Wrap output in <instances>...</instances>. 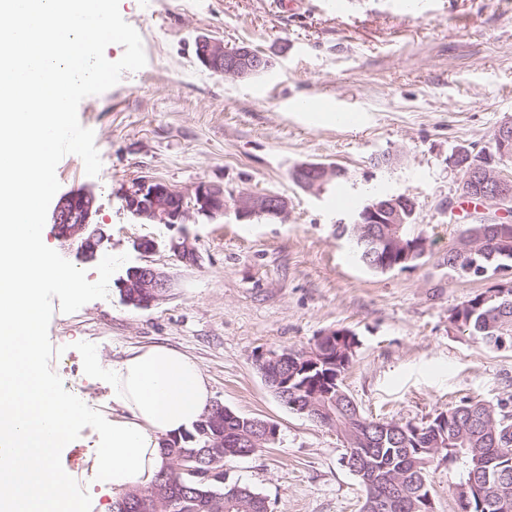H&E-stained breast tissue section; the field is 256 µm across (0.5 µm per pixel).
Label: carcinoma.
Here are the masks:
<instances>
[{
	"label": "carcinoma",
	"instance_id": "1",
	"mask_svg": "<svg viewBox=\"0 0 512 512\" xmlns=\"http://www.w3.org/2000/svg\"><path fill=\"white\" fill-rule=\"evenodd\" d=\"M336 232L354 244V255L367 269L386 273L391 268L410 269L426 255L423 244L428 241L424 230H415L413 220L402 225L399 247L381 239L380 225H369L368 232L377 241L362 240L363 228L355 223L338 224ZM448 268L455 271L466 264L475 265L469 277L491 280L498 273L512 269V223L464 224L458 235L448 242ZM448 319L459 332L478 337L493 349L512 347V281L498 282L486 290L469 296L451 310ZM327 346L330 366L294 373L293 365L281 367L282 373L296 376L288 390L278 398L290 409L305 406L318 392L314 412L333 415L330 427L349 425L358 440L357 450L365 458V473L358 479L365 499L391 487L404 493L407 509L399 512H432L425 501L430 492V467L446 464L458 478L464 477V465L480 471L478 481L487 485L484 494L470 492L467 500L457 499L459 512H499L490 508L487 496L505 497L512 512V401L501 400L492 405L477 398H464L431 419L417 424L420 433L407 431L409 421L383 420L364 416L357 405L343 395L341 375L349 368L353 352L330 341L315 343ZM256 418L240 415L224 408V443L259 437ZM208 436L196 426L163 441L165 461H177L169 479L179 488L177 495L152 496V490H132L113 503L112 512H126L122 506L137 495L151 496V512H266V498L246 485L230 479L224 458L217 459L206 451ZM440 442V453L432 452Z\"/></svg>",
	"mask_w": 512,
	"mask_h": 512
}]
</instances>
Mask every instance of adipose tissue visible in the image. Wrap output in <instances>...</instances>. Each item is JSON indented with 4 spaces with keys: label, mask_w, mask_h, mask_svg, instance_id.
Here are the masks:
<instances>
[{
    "label": "adipose tissue",
    "mask_w": 512,
    "mask_h": 512,
    "mask_svg": "<svg viewBox=\"0 0 512 512\" xmlns=\"http://www.w3.org/2000/svg\"><path fill=\"white\" fill-rule=\"evenodd\" d=\"M211 397L198 361L176 348L141 347L113 363L117 413L96 463L111 475L114 496L154 484L163 465V438L198 422Z\"/></svg>",
    "instance_id": "obj_1"
}]
</instances>
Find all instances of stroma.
<instances>
[{
	"label": "stroma",
	"instance_id": "1",
	"mask_svg": "<svg viewBox=\"0 0 512 512\" xmlns=\"http://www.w3.org/2000/svg\"><path fill=\"white\" fill-rule=\"evenodd\" d=\"M334 0H120L140 34L147 64L124 73L106 92L83 99L102 168L87 176L65 156L60 193H94L106 239L87 256L60 240L54 224L44 243L97 280L108 254L128 266L153 265L174 279L165 300L127 305L117 285L78 311L54 312L52 369L89 407L112 415V387L88 377L77 342L95 344L103 368L133 347L167 345L199 362L212 403L278 427L275 444L228 459L240 484L263 495L269 512H360L364 491L344 467L334 430L290 410L268 388L260 352L306 350L325 332L346 328L358 345L343 385L368 417L418 422L464 397L490 403L512 395V349L496 350L459 333L448 313L485 280L464 278L442 257L460 223L455 150H480L512 119V0H430L399 12L390 0H358L353 15ZM201 37L250 44L274 59L266 73L232 79L196 58ZM353 106L359 123L341 126L301 112ZM391 164L373 167L375 156ZM301 163L338 165L347 176L316 194L291 178ZM150 175L179 190L198 183L272 192L288 200L285 221L242 223L234 215L186 224H145L127 212L122 184ZM408 194L429 238L426 256L404 271L373 273L337 237L348 208L339 189L364 197ZM188 239L197 265H184L172 242ZM154 244L139 250L141 241ZM97 432L83 428L62 451L64 470L92 498L91 512H112V487L98 469Z\"/></svg>",
	"mask_w": 512,
	"mask_h": 512
}]
</instances>
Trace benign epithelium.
Masks as SVG:
<instances>
[{
	"instance_id": "benign-epithelium-1",
	"label": "benign epithelium",
	"mask_w": 512,
	"mask_h": 512,
	"mask_svg": "<svg viewBox=\"0 0 512 512\" xmlns=\"http://www.w3.org/2000/svg\"><path fill=\"white\" fill-rule=\"evenodd\" d=\"M197 59L209 70L226 78L246 79L255 76L274 64L267 54L248 45L228 47L216 38L201 37L197 40ZM452 166L461 171L459 191L480 197L484 203L497 208L496 215L505 212L512 202V176L498 168L495 159L477 162L473 153L462 151L452 158ZM338 169L333 165L303 163L293 170L295 182L310 192H320L336 177ZM123 206L135 218L147 224H184L193 215L210 219L234 213L239 220L266 215L277 220L288 216V200L275 193L241 191L228 197L224 187L218 184L199 183L192 193H185L169 183L148 176H140L119 189ZM96 197L88 190H76L62 195L52 213V223L59 237L82 252H93L104 241L100 228L93 224L96 214ZM417 209L416 200L406 194L378 198L369 202L362 215L366 224H386L387 233L397 237L401 225L407 223ZM172 250L189 265L197 261L195 250L188 240L175 242ZM123 289H133L132 302L139 309H147L165 299L173 287L171 276L150 265L133 267L120 281ZM290 351H270L257 358L263 368L266 384L283 391L290 384L287 377L273 368L288 362ZM209 426L208 447L217 451L224 448V405L216 403ZM400 502L396 494L370 496L368 508L373 512H389Z\"/></svg>"
}]
</instances>
